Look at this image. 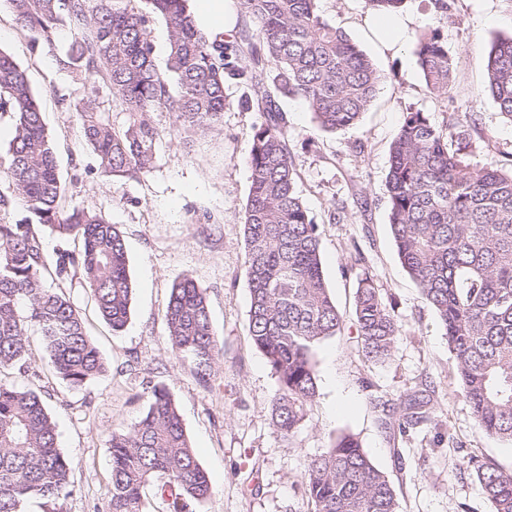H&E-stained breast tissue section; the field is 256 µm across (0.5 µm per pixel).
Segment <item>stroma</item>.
I'll list each match as a JSON object with an SVG mask.
<instances>
[{
	"label": "stroma",
	"instance_id": "obj_1",
	"mask_svg": "<svg viewBox=\"0 0 512 512\" xmlns=\"http://www.w3.org/2000/svg\"><path fill=\"white\" fill-rule=\"evenodd\" d=\"M449 3L445 16L434 0H405L399 15L406 31L386 49L367 28V0H318L319 14L371 57L384 80L359 123L335 133L321 130L302 100L277 97L297 190L318 227L326 282L344 317L341 333L315 350L317 394L289 440L272 422L277 379L249 336L243 212L253 128L262 121L245 105L249 88L228 80L222 121L202 131L182 129L171 113L155 112L159 136L151 172L138 179L111 176L82 140L74 107L93 101L121 125L127 116L120 101L108 86L89 85L59 65L72 42L68 27L58 29L53 45L36 49L10 12L0 9V49L25 69L39 100L65 203L119 226L133 287L129 324L116 335L97 316L81 277L59 284L106 363L86 389H70L51 376L36 336L27 373L8 377L20 387H40L58 445L74 464L70 497L55 506L33 500L24 512H107L112 430L141 416L146 380L173 395L209 477L212 494L193 512H312L301 478L311 458L344 434L358 439L388 477L400 512H494L470 459L511 470L512 442L477 428L438 317L398 258L385 198L390 145L410 109L438 126L457 117L474 146L472 163L512 166V121L486 92L484 66L492 43L512 35V0ZM431 31L456 63L442 96L427 90L415 55L418 37ZM186 274L207 290L223 349L206 384L190 360L175 354L167 335L170 289ZM366 277L402 328L382 361L365 357L354 321L356 288ZM412 396L425 400V416L402 435L385 425L374 400Z\"/></svg>",
	"mask_w": 512,
	"mask_h": 512
}]
</instances>
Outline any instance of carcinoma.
Instances as JSON below:
<instances>
[{
	"mask_svg": "<svg viewBox=\"0 0 512 512\" xmlns=\"http://www.w3.org/2000/svg\"><path fill=\"white\" fill-rule=\"evenodd\" d=\"M32 46L53 45L60 26L73 41L59 59L87 82L112 87L127 115L122 126L87 101L75 106L84 141L112 176L150 172L158 136L153 113L175 116L189 130L223 118L226 80L244 79L262 113L248 157L244 207L245 266L250 292L249 331L278 382L272 404L277 432L292 437L317 393L314 350L341 331L343 319L326 283L316 225L296 191L283 113L267 90L273 83L302 98L328 132L356 125L374 100L382 75L371 59L317 12L318 0H237L255 23L253 68L239 67L238 40L218 41L199 29L190 0H3ZM164 21L169 42L166 72L155 64L150 21ZM415 54L429 92L447 93L454 62L436 32L417 40ZM487 89L512 122V36L500 38L486 61ZM14 136L0 174L5 214L21 201L32 217L0 220V372H25L28 331L35 329L53 371L75 389L105 372L98 348L68 297L46 287L80 272L98 313L119 332L130 317L132 282L124 235L104 216L64 205L53 139L24 69L0 49V119ZM455 124L438 127L424 112L406 113L389 153L385 180L388 223L398 257L435 310L445 330L463 394L478 429L512 441V170L473 166ZM459 140L451 148L449 140ZM50 226L74 252L48 260L32 225ZM355 323L368 358H387L400 327L370 279L360 280ZM166 324L176 354L191 359L208 383L221 348L212 326L206 288L185 275L171 288ZM146 409L128 427L112 431L109 512H143L145 488L171 500L173 512L212 493L169 391L145 383ZM421 402L399 403L398 431L420 421ZM494 512H512V470L472 460ZM71 461L58 446L56 424L32 389L0 382V512L24 503L72 494ZM301 486L314 512H399L395 489L359 442L339 437L308 465Z\"/></svg>",
	"mask_w": 512,
	"mask_h": 512,
	"instance_id": "carcinoma-1",
	"label": "carcinoma"
}]
</instances>
